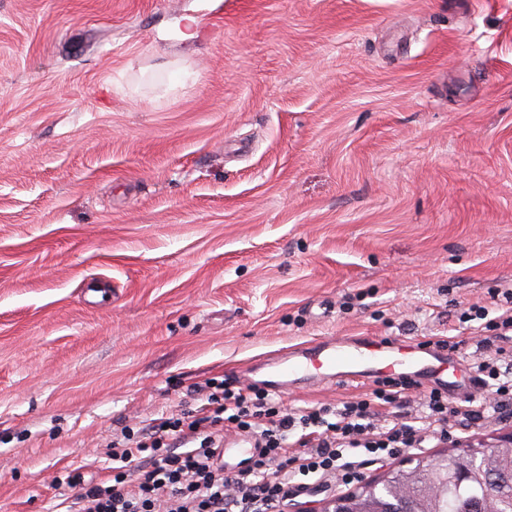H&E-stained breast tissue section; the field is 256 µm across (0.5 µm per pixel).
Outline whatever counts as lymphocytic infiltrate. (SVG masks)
I'll list each match as a JSON object with an SVG mask.
<instances>
[{
  "mask_svg": "<svg viewBox=\"0 0 512 512\" xmlns=\"http://www.w3.org/2000/svg\"><path fill=\"white\" fill-rule=\"evenodd\" d=\"M472 373L492 404H458L447 391L423 395L422 414L387 417L409 379L377 381L370 395L297 412L255 387L219 385L191 421L158 418L113 441L119 466L112 485L88 483L69 512H288L298 497L359 482L366 465L394 459L426 440L447 441L449 425L468 429L486 409L512 417V373L485 357ZM257 440L260 451L240 469L215 461L225 431Z\"/></svg>",
  "mask_w": 512,
  "mask_h": 512,
  "instance_id": "lymphocytic-infiltrate-1",
  "label": "lymphocytic infiltrate"
}]
</instances>
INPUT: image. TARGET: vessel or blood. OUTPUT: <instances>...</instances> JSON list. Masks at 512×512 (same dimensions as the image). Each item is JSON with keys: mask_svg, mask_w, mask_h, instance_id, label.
I'll return each mask as SVG.
<instances>
[{"mask_svg": "<svg viewBox=\"0 0 512 512\" xmlns=\"http://www.w3.org/2000/svg\"><path fill=\"white\" fill-rule=\"evenodd\" d=\"M437 347L378 336H341L316 340L268 357L277 377L295 384L341 383L363 386L386 377L405 376L441 385ZM254 440L228 437L219 454L248 459L257 455Z\"/></svg>", "mask_w": 512, "mask_h": 512, "instance_id": "vessel-or-blood-1", "label": "vessel or blood"}]
</instances>
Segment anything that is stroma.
<instances>
[{"mask_svg": "<svg viewBox=\"0 0 512 512\" xmlns=\"http://www.w3.org/2000/svg\"><path fill=\"white\" fill-rule=\"evenodd\" d=\"M505 289L512 0H0V512L207 380Z\"/></svg>", "mask_w": 512, "mask_h": 512, "instance_id": "obj_1", "label": "stroma"}]
</instances>
